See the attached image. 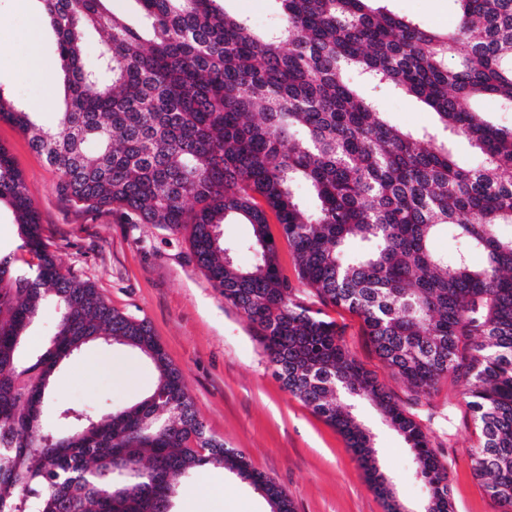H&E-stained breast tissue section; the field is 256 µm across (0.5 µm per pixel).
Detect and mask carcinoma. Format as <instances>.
Wrapping results in <instances>:
<instances>
[{
  "label": "carcinoma",
  "mask_w": 512,
  "mask_h": 512,
  "mask_svg": "<svg viewBox=\"0 0 512 512\" xmlns=\"http://www.w3.org/2000/svg\"><path fill=\"white\" fill-rule=\"evenodd\" d=\"M70 92L55 127L0 93L13 123L59 173L57 193L90 211L119 209L133 224L185 231L198 268L243 316L283 387L349 442L370 488L389 503L372 436L353 414L373 404L411 449L430 512H453L448 475L420 424L359 364L323 306L362 321L376 355L429 406L453 375L479 431L474 476L512 512V128L474 107L512 110V0H456L446 30L422 27L373 0H276L258 31L223 0H134L136 28L110 0H42ZM103 34L83 61L86 33ZM392 85L438 117L432 131L394 125L351 76ZM468 141L460 162L451 139ZM14 213L20 272L0 253V512H166L181 484L214 466L247 481L270 512H294L283 488L207 431L182 372L144 318L120 313L94 285L63 271L8 150L0 203ZM288 243L284 273L269 229ZM232 217L252 226L224 239ZM448 231L459 246L436 253ZM247 250L253 263L238 266ZM484 262L475 266L470 255ZM58 313L46 350L21 365L17 349L42 304ZM110 337L157 372L131 406L44 412L50 379L84 345Z\"/></svg>",
  "instance_id": "1"
}]
</instances>
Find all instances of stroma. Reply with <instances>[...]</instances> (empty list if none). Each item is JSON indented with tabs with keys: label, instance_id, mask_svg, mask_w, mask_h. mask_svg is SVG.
<instances>
[{
	"label": "stroma",
	"instance_id": "1",
	"mask_svg": "<svg viewBox=\"0 0 512 512\" xmlns=\"http://www.w3.org/2000/svg\"><path fill=\"white\" fill-rule=\"evenodd\" d=\"M390 9L432 29L453 26L455 0H390ZM41 0H0V94L51 128L64 106L63 83L31 74L34 57L57 64L56 37L41 22ZM405 129L434 126L421 102L384 85L359 82ZM0 145L22 174L58 263L92 282L112 308L147 319L171 362L184 375L200 419L225 447L242 451L283 487L296 512H386L345 438L299 398L284 390L257 340V331L212 288L192 261L186 234L130 223L119 210L88 212L56 192L57 171L13 124L0 120ZM344 330L361 365L429 435L448 473L454 512H502L473 474L470 450L478 442L473 415L454 377L443 378L431 410L417 408L406 384L380 361L360 318L340 307L323 309ZM157 374L137 349L91 343L62 364L51 404L106 408L143 400ZM373 436L380 469L396 479L398 497L418 512L428 491L411 470L403 438L369 403L355 409ZM191 486L208 489L211 512H270L249 484L219 469L196 473Z\"/></svg>",
	"mask_w": 512,
	"mask_h": 512
}]
</instances>
